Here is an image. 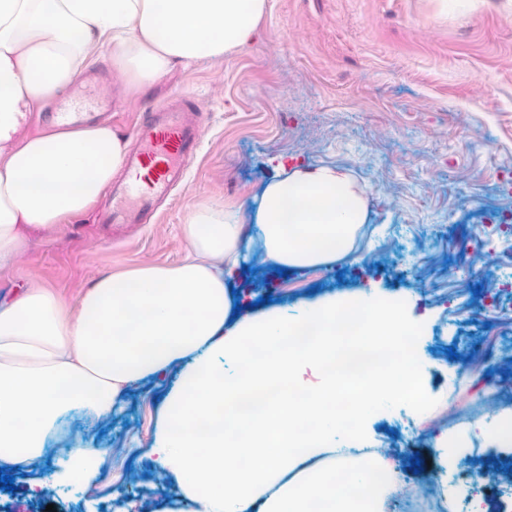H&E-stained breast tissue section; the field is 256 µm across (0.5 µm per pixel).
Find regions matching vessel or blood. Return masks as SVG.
Returning <instances> with one entry per match:
<instances>
[{
    "label": "vessel or blood",
    "mask_w": 512,
    "mask_h": 512,
    "mask_svg": "<svg viewBox=\"0 0 512 512\" xmlns=\"http://www.w3.org/2000/svg\"><path fill=\"white\" fill-rule=\"evenodd\" d=\"M200 139L198 108L182 101L148 112L135 130V149L124 158L125 177L110 190L105 223L117 231L156 215L185 177Z\"/></svg>",
    "instance_id": "vessel-or-blood-1"
}]
</instances>
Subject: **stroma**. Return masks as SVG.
<instances>
[{
	"instance_id": "obj_1",
	"label": "stroma",
	"mask_w": 512,
	"mask_h": 512,
	"mask_svg": "<svg viewBox=\"0 0 512 512\" xmlns=\"http://www.w3.org/2000/svg\"><path fill=\"white\" fill-rule=\"evenodd\" d=\"M85 67L105 79L73 84L68 96L110 110L114 130L130 136L146 107L180 96L201 110L200 148L162 214L128 228L122 241L94 208L51 230H28L27 250L0 270V301L40 286L73 306L102 276L177 264L191 250L182 227L205 204L237 211L244 237H253L270 179L297 167L343 168L368 199L358 261L281 276L251 246L226 281L240 315L251 317L267 296L275 309L364 289L406 299V316L425 327L415 348L429 363L421 382L428 401L367 421L357 445L382 449L425 491L432 512L474 504L512 512V447L474 437L447 460L435 446L457 419L512 412V236L490 232L489 252L468 261V279L455 271L475 225L512 215V0H456L450 8L443 0H266L251 41L175 66L145 93L130 95L110 77L102 52ZM378 265L386 275H369ZM491 290L498 306L482 301ZM176 379L164 369L112 412L62 416L32 471L38 496L23 481L14 492L0 489V512H46L49 504L56 512H191L145 454ZM84 446L104 451L90 485L60 482L70 450ZM476 454L495 462L497 481H454ZM415 456L422 472L410 464Z\"/></svg>"
}]
</instances>
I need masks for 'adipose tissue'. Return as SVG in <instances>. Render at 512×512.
<instances>
[{
  "label": "adipose tissue",
  "mask_w": 512,
  "mask_h": 512,
  "mask_svg": "<svg viewBox=\"0 0 512 512\" xmlns=\"http://www.w3.org/2000/svg\"><path fill=\"white\" fill-rule=\"evenodd\" d=\"M266 0H0V270L14 264L30 228L85 213L121 169L125 139L111 126L24 129L73 84L88 54L144 92L178 64L223 56L256 32ZM368 218L354 178L333 166L296 168L266 184L256 211L266 261L285 268L352 255ZM193 255L96 281L76 306L47 288L0 303V462L32 467L57 419L100 412L128 386L177 368L164 426L148 455L198 512H385L391 469L365 449H343L361 425L414 390L427 364L413 343L420 323L398 299L364 291L305 305L288 319L232 316L233 296L209 260L239 262L242 226L218 205L185 226ZM370 330L337 335L350 309ZM379 344L401 348L386 386L336 414L338 361ZM312 367L319 381L303 385Z\"/></svg>",
  "instance_id": "adipose-tissue-1"
}]
</instances>
